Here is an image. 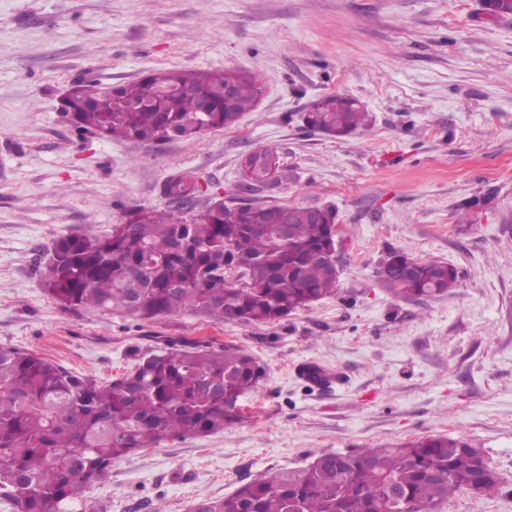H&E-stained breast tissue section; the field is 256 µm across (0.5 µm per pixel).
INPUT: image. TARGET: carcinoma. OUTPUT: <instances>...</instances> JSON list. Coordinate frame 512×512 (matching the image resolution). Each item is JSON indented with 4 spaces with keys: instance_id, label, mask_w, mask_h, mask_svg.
<instances>
[{
    "instance_id": "obj_1",
    "label": "carcinoma",
    "mask_w": 512,
    "mask_h": 512,
    "mask_svg": "<svg viewBox=\"0 0 512 512\" xmlns=\"http://www.w3.org/2000/svg\"><path fill=\"white\" fill-rule=\"evenodd\" d=\"M235 87L224 102V85ZM256 79L237 70H161L117 87L77 84L63 102L74 130L140 142L192 139V121L212 129L237 123L257 103ZM355 100L333 94L305 123L342 138L366 125ZM304 206L213 203L185 217L181 208L132 212L105 236L57 239L45 286L67 308L153 320L191 309L220 322L268 324L336 294L335 215ZM288 224L280 239L276 228ZM404 297L441 296L455 267L387 252ZM265 370L235 345L170 338L139 353L106 382L77 375L26 350L0 347V500L19 512H60L106 481L112 460L174 436H208L238 422L240 398L256 393ZM371 459L376 469L363 462ZM392 484L401 505L431 512L461 490L484 495L500 480L480 449L431 436L395 448L322 453L307 467L276 471L192 512H383Z\"/></svg>"
}]
</instances>
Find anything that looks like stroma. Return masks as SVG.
Segmentation results:
<instances>
[{"label": "stroma", "mask_w": 512, "mask_h": 512, "mask_svg": "<svg viewBox=\"0 0 512 512\" xmlns=\"http://www.w3.org/2000/svg\"><path fill=\"white\" fill-rule=\"evenodd\" d=\"M485 0H0V347L100 381L162 336L233 344L266 368L243 418L114 459L67 512H191L266 473L428 436L462 437L498 472L440 512H512V16ZM243 70L261 95L232 127L164 142L81 134L61 98L154 70ZM356 99L370 123L331 138L303 116ZM271 149L279 177L240 189ZM216 198L328 207L335 295L273 324L185 309L154 320L63 307L44 287L55 239L163 207L166 181ZM450 264L455 288L401 298L388 250ZM334 373L319 386L301 364Z\"/></svg>", "instance_id": "35a3bbf8"}]
</instances>
